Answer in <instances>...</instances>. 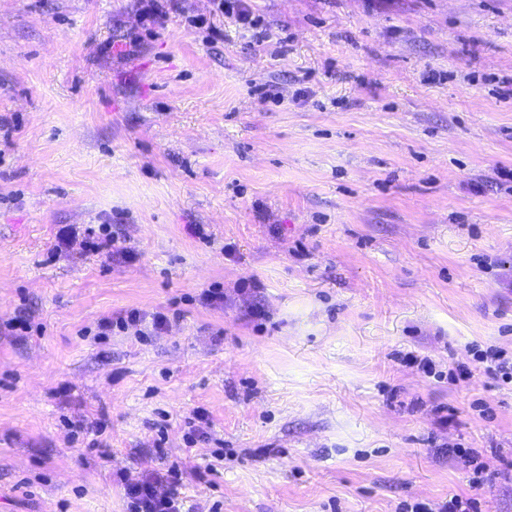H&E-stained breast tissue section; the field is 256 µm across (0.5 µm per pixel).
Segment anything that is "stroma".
Listing matches in <instances>:
<instances>
[{
    "label": "stroma",
    "mask_w": 512,
    "mask_h": 512,
    "mask_svg": "<svg viewBox=\"0 0 512 512\" xmlns=\"http://www.w3.org/2000/svg\"><path fill=\"white\" fill-rule=\"evenodd\" d=\"M248 3L0 0V512H512V0ZM217 1V8L221 13L235 15L236 20L245 28H250L256 25V22L252 16L251 11L248 8L247 1L245 0H233L231 3L227 1L231 0H214ZM116 240L110 235H105V237H94L91 236L87 238L84 242V247L87 251L101 256L105 259V261L111 262L114 256H124L121 250L115 247ZM143 323L146 324V317L138 310H131L127 312L126 316L117 317L115 321L112 318H102L97 323L98 336H109L114 326L119 329H126L129 325L142 326ZM477 360L484 372L493 379L512 382V357L507 358L502 350L488 347L477 354ZM184 472L169 465L136 481L124 482V494L130 504L129 512H184L178 486Z\"/></svg>",
    "instance_id": "obj_1"
}]
</instances>
